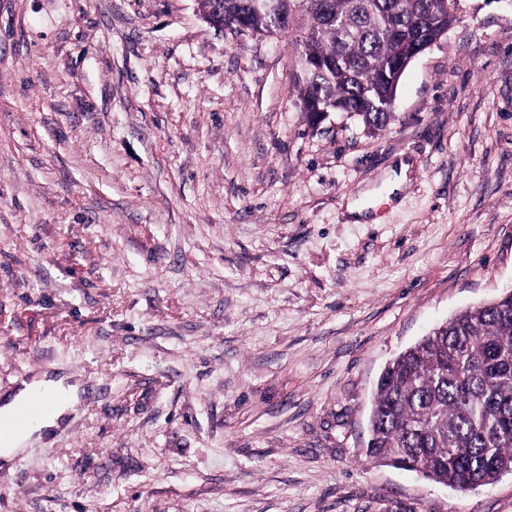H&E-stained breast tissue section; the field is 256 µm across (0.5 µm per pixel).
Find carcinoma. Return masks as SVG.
Wrapping results in <instances>:
<instances>
[{"instance_id": "cac0c4a2", "label": "carcinoma", "mask_w": 512, "mask_h": 512, "mask_svg": "<svg viewBox=\"0 0 512 512\" xmlns=\"http://www.w3.org/2000/svg\"><path fill=\"white\" fill-rule=\"evenodd\" d=\"M202 0L219 7L224 28L245 17L255 31L287 24L300 64L298 100L308 123L326 113L357 116L381 130L402 73L456 21L452 0ZM367 458L394 466L411 460L435 482L489 485L512 466V291L461 312L393 359L379 375Z\"/></svg>"}]
</instances>
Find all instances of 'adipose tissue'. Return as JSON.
Wrapping results in <instances>:
<instances>
[{
    "label": "adipose tissue",
    "instance_id": "1",
    "mask_svg": "<svg viewBox=\"0 0 512 512\" xmlns=\"http://www.w3.org/2000/svg\"><path fill=\"white\" fill-rule=\"evenodd\" d=\"M63 394V402L55 405L51 413L42 419L35 426L26 431L13 436L10 440L0 445V460L11 461L24 447L27 446L30 439L36 435H42L52 432L61 424L63 418L72 411L79 401V386L66 382L65 378H51L45 375L32 379L24 383L21 388L0 397V417L9 418L15 410L24 403L29 397L35 394Z\"/></svg>",
    "mask_w": 512,
    "mask_h": 512
}]
</instances>
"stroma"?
I'll return each instance as SVG.
<instances>
[{
  "mask_svg": "<svg viewBox=\"0 0 512 512\" xmlns=\"http://www.w3.org/2000/svg\"><path fill=\"white\" fill-rule=\"evenodd\" d=\"M456 16L372 132L200 0H0V395L80 385L0 512H512L365 456L384 366L512 290V0Z\"/></svg>",
  "mask_w": 512,
  "mask_h": 512,
  "instance_id": "stroma-1",
  "label": "stroma"
}]
</instances>
